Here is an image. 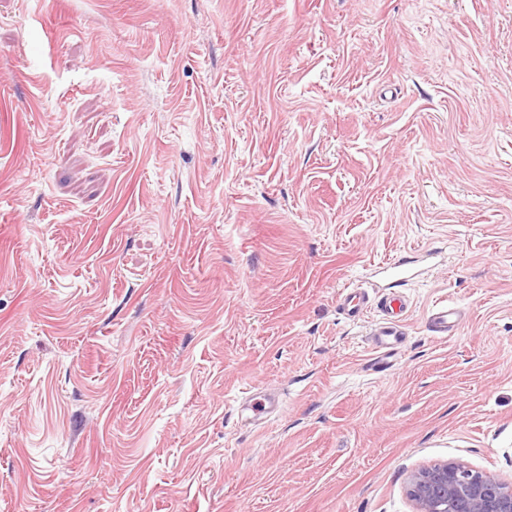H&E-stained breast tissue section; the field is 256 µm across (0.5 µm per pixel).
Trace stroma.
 Wrapping results in <instances>:
<instances>
[{
	"label": "stroma",
	"instance_id": "stroma-1",
	"mask_svg": "<svg viewBox=\"0 0 512 512\" xmlns=\"http://www.w3.org/2000/svg\"><path fill=\"white\" fill-rule=\"evenodd\" d=\"M428 252L376 372L339 293ZM445 460L512 480V0H0V512H414ZM459 311L448 303L435 305L428 316L430 331L436 336H448L459 326Z\"/></svg>",
	"mask_w": 512,
	"mask_h": 512
}]
</instances>
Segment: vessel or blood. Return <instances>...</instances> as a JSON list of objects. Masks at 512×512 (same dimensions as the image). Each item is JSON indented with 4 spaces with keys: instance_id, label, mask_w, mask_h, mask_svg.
<instances>
[{
    "instance_id": "vessel-or-blood-1",
    "label": "vessel or blood",
    "mask_w": 512,
    "mask_h": 512,
    "mask_svg": "<svg viewBox=\"0 0 512 512\" xmlns=\"http://www.w3.org/2000/svg\"><path fill=\"white\" fill-rule=\"evenodd\" d=\"M376 306L381 319L372 332L371 361L373 365L383 364L406 340L403 322L407 311L405 297L392 295L379 297L369 302L361 288H345L339 297V309L345 319L359 321L369 306ZM431 332L438 336L453 333L459 326V311L448 303L435 305L428 316Z\"/></svg>"
}]
</instances>
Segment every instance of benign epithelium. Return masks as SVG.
<instances>
[{
  "mask_svg": "<svg viewBox=\"0 0 512 512\" xmlns=\"http://www.w3.org/2000/svg\"><path fill=\"white\" fill-rule=\"evenodd\" d=\"M407 492L415 512H512V481L443 461L413 470Z\"/></svg>",
  "mask_w": 512,
  "mask_h": 512,
  "instance_id": "1",
  "label": "benign epithelium"
}]
</instances>
